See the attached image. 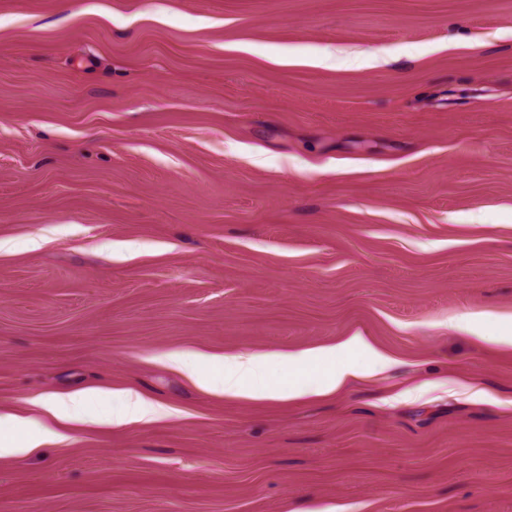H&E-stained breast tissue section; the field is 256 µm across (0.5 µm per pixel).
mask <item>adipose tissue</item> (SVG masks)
<instances>
[{
	"instance_id": "1",
	"label": "adipose tissue",
	"mask_w": 512,
	"mask_h": 512,
	"mask_svg": "<svg viewBox=\"0 0 512 512\" xmlns=\"http://www.w3.org/2000/svg\"><path fill=\"white\" fill-rule=\"evenodd\" d=\"M352 354L362 355L375 366L386 363L384 355L363 336L353 335L331 347L289 354L286 362L290 380L284 392L272 389L264 380L270 361L266 353L216 357L174 352L168 359L185 369L203 388L238 398L264 400L284 395L292 399L309 391L317 395L337 391L358 374L357 366L348 360ZM333 357L338 360L337 366L325 368V361Z\"/></svg>"
}]
</instances>
